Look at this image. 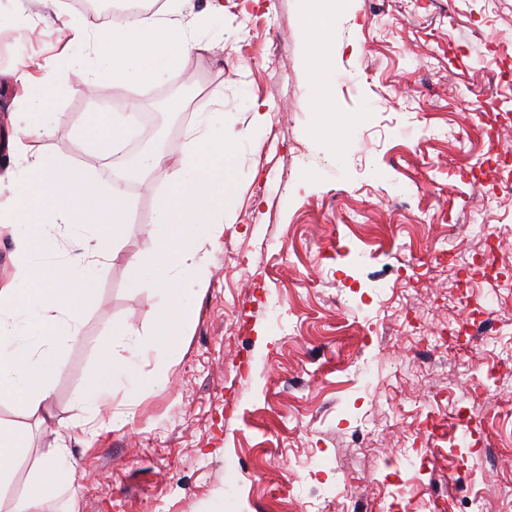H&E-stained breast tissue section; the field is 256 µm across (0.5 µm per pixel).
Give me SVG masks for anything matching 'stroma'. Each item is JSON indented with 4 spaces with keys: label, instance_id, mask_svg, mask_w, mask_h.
Masks as SVG:
<instances>
[{
    "label": "stroma",
    "instance_id": "35a3bbf8",
    "mask_svg": "<svg viewBox=\"0 0 512 512\" xmlns=\"http://www.w3.org/2000/svg\"><path fill=\"white\" fill-rule=\"evenodd\" d=\"M209 2L169 0L194 47L165 82L89 96L56 21L65 0H0V174L20 167L8 140L31 118L11 71L29 59L55 122L26 138L28 152L101 187L114 162L84 147L82 129L102 112L127 123L183 81L164 152L181 157L199 113L220 107L236 154L181 360L166 383L115 386L113 420L90 435L76 395L100 343L130 323L146 349L161 299L130 287L128 261L154 248L173 170L148 171L149 195L125 186L128 232L59 349L49 418L0 398V424L27 436L0 512L59 448L85 478L48 512H459L472 495L484 512H512L500 495L512 409L465 440L454 421L472 379L512 382V195L497 190L499 156L512 153V0H340L324 57L299 0H217L219 14ZM322 69L329 123L315 106ZM474 213L496 240L498 278L463 268L481 244ZM477 320L509 328L449 358L440 333Z\"/></svg>",
    "mask_w": 512,
    "mask_h": 512
}]
</instances>
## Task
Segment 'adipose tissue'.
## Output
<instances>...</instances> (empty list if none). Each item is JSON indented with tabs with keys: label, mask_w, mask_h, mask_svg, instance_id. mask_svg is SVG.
Returning <instances> with one entry per match:
<instances>
[{
	"label": "adipose tissue",
	"mask_w": 512,
	"mask_h": 512,
	"mask_svg": "<svg viewBox=\"0 0 512 512\" xmlns=\"http://www.w3.org/2000/svg\"><path fill=\"white\" fill-rule=\"evenodd\" d=\"M129 21L88 33L83 23L64 19L74 62H90L88 88L147 87L161 81L190 48L183 29L170 18L141 12L142 0H124ZM203 133L189 139L167 193L161 196L154 222L161 233L150 257L133 259V287L151 283L162 300L155 306L153 345L159 355L150 373L138 360L143 351L130 349L123 360L113 352L134 335L133 327L109 337L101 347L98 372L82 389L80 403L98 413L109 411L115 384L132 389L165 380L183 354L182 338L192 316V299L205 284L201 245L185 234L190 224L215 225L224 198L234 186L235 155L224 133V112L204 113ZM10 199L1 217L13 228L17 273L0 282V396L6 395L31 416L47 408L57 351L79 334L85 299L78 286L94 279L100 266L116 259L119 240L127 231L128 201L120 184L108 189L85 173L39 154L24 158L20 172L8 176ZM106 224L108 235L86 239L68 262L36 269L32 243L50 248L61 227ZM78 479L66 449L46 457L30 495L19 499L15 512L38 507L70 491Z\"/></svg>",
	"instance_id": "ef3b65f1"
}]
</instances>
